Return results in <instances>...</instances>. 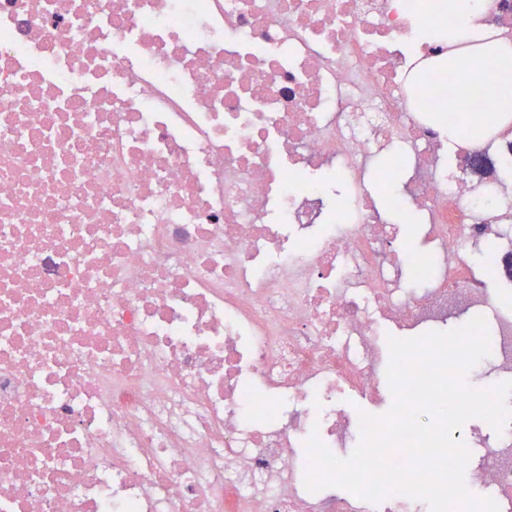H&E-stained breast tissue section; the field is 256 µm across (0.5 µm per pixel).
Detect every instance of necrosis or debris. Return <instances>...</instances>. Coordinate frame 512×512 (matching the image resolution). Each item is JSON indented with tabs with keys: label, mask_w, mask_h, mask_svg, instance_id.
Masks as SVG:
<instances>
[{
	"label": "necrosis or debris",
	"mask_w": 512,
	"mask_h": 512,
	"mask_svg": "<svg viewBox=\"0 0 512 512\" xmlns=\"http://www.w3.org/2000/svg\"><path fill=\"white\" fill-rule=\"evenodd\" d=\"M440 14L0 0V512H427L305 473L311 433L359 443L336 399L382 401V336L512 292V150L469 138L474 192L408 88ZM489 337L511 376L512 312ZM470 441L468 488L512 512V430ZM387 192L394 193L395 189H393V188L386 189L382 194H379L377 197L379 205L383 209L386 219L393 224H397L401 230L403 229L404 226L408 225L409 226L408 233L403 234L404 235L403 240L405 241V248L407 251H409L411 253H414L415 251H421L423 249V243L420 240V238H418L417 235L415 234V228H414L415 224H407L408 222L402 215H400L398 212L391 209L390 207H388L385 204L384 197Z\"/></svg>",
	"instance_id": "obj_1"
}]
</instances>
